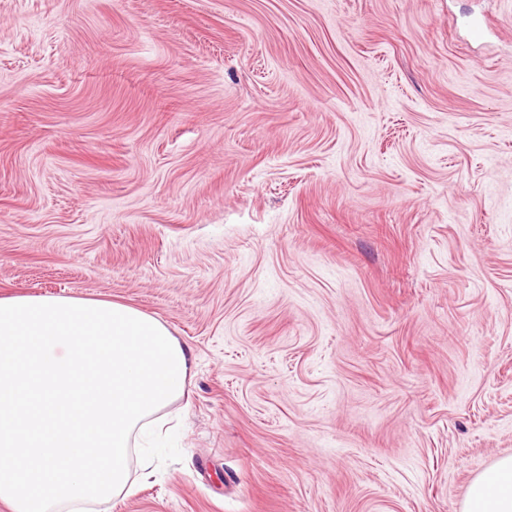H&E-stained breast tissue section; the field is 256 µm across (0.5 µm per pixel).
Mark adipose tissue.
I'll return each instance as SVG.
<instances>
[{"label":"adipose tissue","mask_w":512,"mask_h":512,"mask_svg":"<svg viewBox=\"0 0 512 512\" xmlns=\"http://www.w3.org/2000/svg\"><path fill=\"white\" fill-rule=\"evenodd\" d=\"M462 512H512V456L497 460L471 482Z\"/></svg>","instance_id":"1"}]
</instances>
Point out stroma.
Listing matches in <instances>:
<instances>
[{
  "label": "stroma",
  "mask_w": 512,
  "mask_h": 512,
  "mask_svg": "<svg viewBox=\"0 0 512 512\" xmlns=\"http://www.w3.org/2000/svg\"><path fill=\"white\" fill-rule=\"evenodd\" d=\"M12 295L191 351L181 460L84 512H461L512 455V0H0Z\"/></svg>",
  "instance_id": "35a3bbf8"
}]
</instances>
